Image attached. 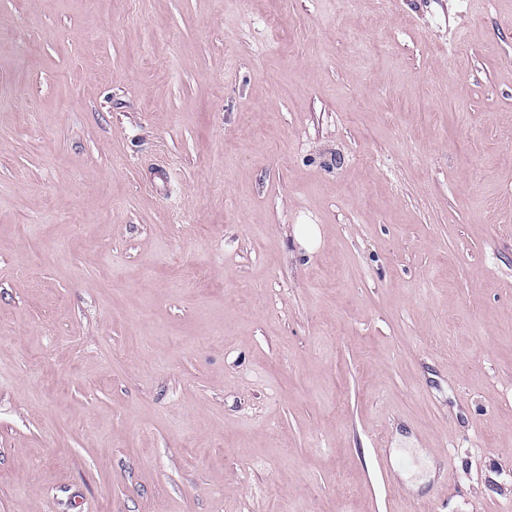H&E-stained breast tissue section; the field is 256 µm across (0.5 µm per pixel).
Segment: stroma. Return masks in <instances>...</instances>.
<instances>
[{"label": "stroma", "instance_id": "obj_1", "mask_svg": "<svg viewBox=\"0 0 512 512\" xmlns=\"http://www.w3.org/2000/svg\"><path fill=\"white\" fill-rule=\"evenodd\" d=\"M411 507L512 512V0H0V512ZM294 235L307 253L314 251L321 242V231L316 224L295 225Z\"/></svg>", "mask_w": 512, "mask_h": 512}]
</instances>
